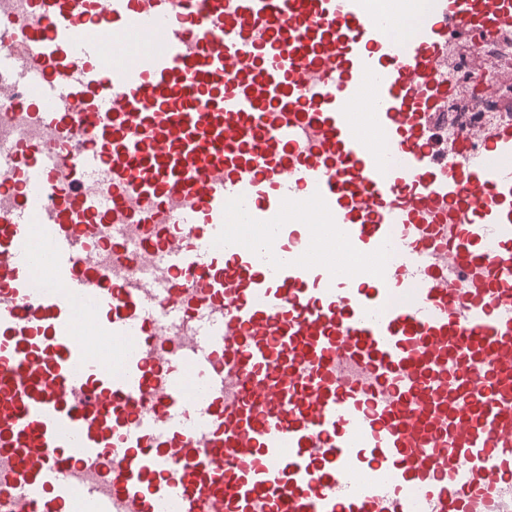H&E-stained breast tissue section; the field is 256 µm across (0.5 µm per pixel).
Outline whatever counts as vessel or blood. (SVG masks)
Returning a JSON list of instances; mask_svg holds the SVG:
<instances>
[{
	"label": "vessel or blood",
	"mask_w": 512,
	"mask_h": 512,
	"mask_svg": "<svg viewBox=\"0 0 512 512\" xmlns=\"http://www.w3.org/2000/svg\"><path fill=\"white\" fill-rule=\"evenodd\" d=\"M510 30L0 0V512H512Z\"/></svg>",
	"instance_id": "vessel-or-blood-1"
}]
</instances>
